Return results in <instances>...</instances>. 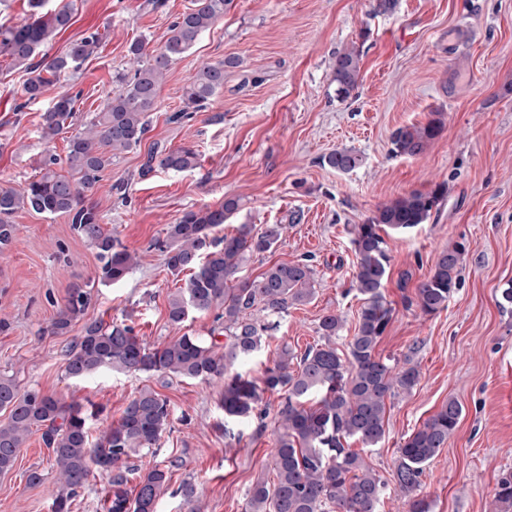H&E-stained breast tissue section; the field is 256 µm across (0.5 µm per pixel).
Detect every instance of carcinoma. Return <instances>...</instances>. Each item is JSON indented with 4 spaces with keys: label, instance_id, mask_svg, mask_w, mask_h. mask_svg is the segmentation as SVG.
<instances>
[{
    "label": "carcinoma",
    "instance_id": "carcinoma-1",
    "mask_svg": "<svg viewBox=\"0 0 512 512\" xmlns=\"http://www.w3.org/2000/svg\"><path fill=\"white\" fill-rule=\"evenodd\" d=\"M231 0H196L195 6L171 22L169 36L152 61L143 64L145 44L130 43L128 53L136 67L115 76L119 91L107 94L99 112L75 129L68 138L65 158L47 148L37 172L17 188L0 187V254L18 239L12 216L20 210L38 214L65 215L72 230L96 251L98 278L116 283L137 264L136 255L103 224L104 216L88 199V193L112 166V155L140 145L147 132V114L154 111L163 76L169 66L191 50L199 37L224 16ZM46 0H29L30 21L21 26L0 25V55L9 57L28 77L23 83L25 103L41 98L46 87L73 73L98 48L99 33L74 42L57 57H39L40 49L74 19V0L45 10ZM239 63L227 57L206 63L188 79L183 90L185 109L200 112L224 88V71ZM333 82L346 96L360 79V52L355 48L336 54ZM79 95L55 99L42 114L40 137L49 145L63 129L73 126ZM443 114L433 113L423 125L405 126L392 134V151L417 157L442 131ZM197 150L191 146L161 149L154 146L141 165L140 177L155 168L184 172L197 165ZM322 162L341 173L363 164L362 155L337 149ZM66 166L68 174L57 171ZM447 188L437 185L429 192L413 191L379 205L361 224L349 230L354 246L355 290L362 301L355 334L347 352L332 344L344 326L335 312L323 315L318 333L323 343L297 354L282 347L267 367L261 382L233 371V366L251 358L276 319L288 315L294 305L309 301L315 293V272L306 261L269 265L255 277L241 275L245 262L269 252L282 240L288 225L242 224L236 233L218 239L213 232L239 209L235 198L218 207L189 210L167 225L166 239L158 244L164 264L178 276L189 273L185 285L168 301V321L183 324L192 312L222 309L225 342L216 336L184 334L169 342L149 345L123 321L93 320L83 325L68 350L67 374L81 378L103 369L125 373L172 374L198 379L220 387L219 405L224 421L256 418L259 427L266 411L265 394L282 393L285 401L277 412L275 426L274 480L259 476L248 493L245 512H379L385 482L362 454L347 447L355 440L365 448L380 444L386 436L387 401L409 393L420 377L418 366L405 359L400 366L377 352L390 324L394 308L385 294L389 256L384 234L405 232L425 223L443 199ZM463 242L442 251L430 274L405 298L406 307L435 315L448 307L459 286ZM91 304L85 286L74 284L52 319L50 330L64 336L81 321ZM0 411L8 421L0 424V473L10 471L27 437L35 430L50 451L58 470L53 491L54 512H71L78 491L97 474L108 485L107 512H157L160 497L168 489V472L183 466L180 458L142 469L129 463L132 456L158 445L170 426L169 401L151 388H143L128 402L118 422L99 430L90 442L89 416L77 403L32 389L20 391L11 377L0 376ZM463 408L448 399L398 448L396 478L407 498L408 512H430V504L413 496L426 466L448 444ZM179 493L199 512L200 496L192 482ZM493 512H512V471L502 474L494 490Z\"/></svg>",
    "mask_w": 512,
    "mask_h": 512
}]
</instances>
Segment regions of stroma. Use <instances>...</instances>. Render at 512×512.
Segmentation results:
<instances>
[{
    "mask_svg": "<svg viewBox=\"0 0 512 512\" xmlns=\"http://www.w3.org/2000/svg\"><path fill=\"white\" fill-rule=\"evenodd\" d=\"M194 0H77L73 25L45 48L48 56L97 31L99 46L73 76L47 87L24 111H14L24 72L0 56V187L32 176L44 144L41 116L62 94L80 93L81 115L99 110L112 77L129 68L128 47L145 41L159 49L170 23ZM374 0H232L196 45L172 64L159 91L150 128L140 146L112 159L91 202L130 250L136 267L120 282L104 285L93 248L73 233L63 215L22 210L12 221L18 241L0 255V376L20 388H36L74 403L94 402L103 412L91 433L117 421L131 397L149 387L165 396L172 424L142 467L182 458L170 473L158 512H188L178 492L198 485L201 512H244L260 475H272V427L278 395H266L265 422L225 424L218 389L169 374L102 370L76 380L66 373L71 334L49 325L72 283L89 285L93 302L86 320H122L148 344L189 333L207 335L215 312L193 313L171 325L167 303L184 277L166 268L156 244L167 224L185 211L216 207L237 198L240 208L225 224H284L288 230L270 252L254 256L244 272L255 276L275 262L307 260L316 293L281 319L261 350L236 364L261 378L281 345L296 352L320 340L327 312L345 325L335 339L346 350L355 333L360 301L352 286L354 249L347 229L400 195L444 183L448 193L425 224L391 234L390 275L385 293L395 307L382 337V356L408 357L420 379L411 393L388 404L385 440L366 449L354 443L385 482L381 512H407L396 483V450L448 398L464 411L448 445L426 467L417 490L431 512H492V494L503 470L512 469V310L498 305L512 280V0H398L378 13ZM360 52L361 79L348 97L336 94L335 56ZM239 60L224 73V87L205 111L181 121L183 88L205 63ZM444 114V127L425 154H393L397 128ZM191 144L199 164L185 172L157 170L140 178L153 145ZM347 148L364 164L342 174L322 156ZM303 215L290 223L292 213ZM467 241L459 286L447 309L433 316L404 308L431 271L437 255ZM43 475L29 485L30 471ZM57 474L40 433H32L13 469L0 474V512H52Z\"/></svg>",
    "mask_w": 512,
    "mask_h": 512,
    "instance_id": "stroma-1",
    "label": "stroma"
}]
</instances>
